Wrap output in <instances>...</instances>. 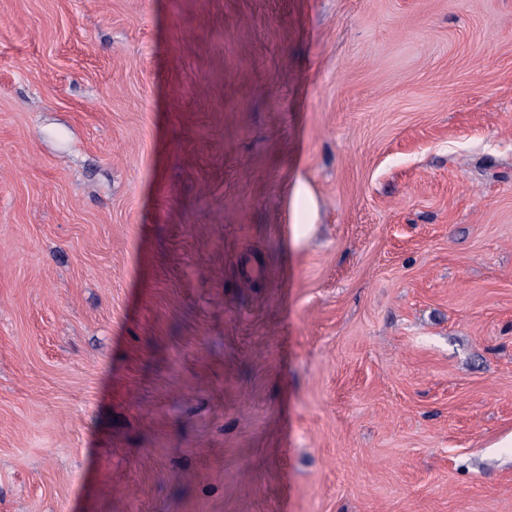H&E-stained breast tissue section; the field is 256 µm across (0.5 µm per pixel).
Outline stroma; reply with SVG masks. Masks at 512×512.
Here are the masks:
<instances>
[{
  "label": "stroma",
  "mask_w": 512,
  "mask_h": 512,
  "mask_svg": "<svg viewBox=\"0 0 512 512\" xmlns=\"http://www.w3.org/2000/svg\"><path fill=\"white\" fill-rule=\"evenodd\" d=\"M0 512H512V0H0ZM289 200L291 224L295 227V235L298 236L297 230L303 226V235H306L316 218V205L307 183L297 181L293 184L289 190Z\"/></svg>",
  "instance_id": "1"
}]
</instances>
